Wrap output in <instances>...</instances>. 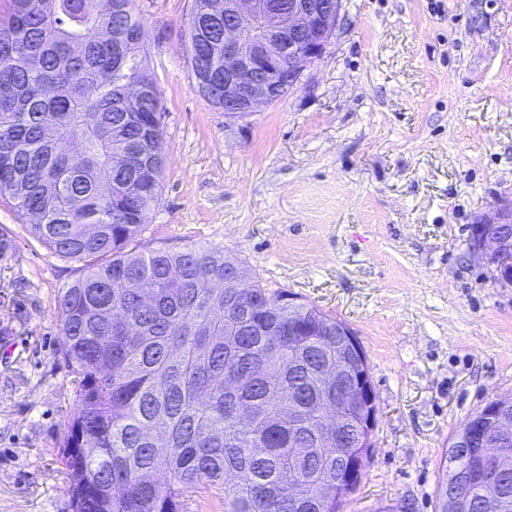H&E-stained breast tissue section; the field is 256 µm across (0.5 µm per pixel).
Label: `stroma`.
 <instances>
[{
    "label": "stroma",
    "mask_w": 512,
    "mask_h": 512,
    "mask_svg": "<svg viewBox=\"0 0 512 512\" xmlns=\"http://www.w3.org/2000/svg\"><path fill=\"white\" fill-rule=\"evenodd\" d=\"M165 109L139 242L211 245L348 323L376 392L374 448L343 512H437L460 426L512 396V287L472 250L512 204V0H344L323 59L229 118L194 89L191 0H130ZM0 512H73L75 406L57 299L81 265L0 198Z\"/></svg>",
    "instance_id": "35a3bbf8"
}]
</instances>
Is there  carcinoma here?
<instances>
[{
    "label": "carcinoma",
    "instance_id": "cac0c4a2",
    "mask_svg": "<svg viewBox=\"0 0 512 512\" xmlns=\"http://www.w3.org/2000/svg\"><path fill=\"white\" fill-rule=\"evenodd\" d=\"M100 0H0V197L53 253L82 264L63 289V354L76 412L61 443L74 512H183L224 484V512H336L288 505L355 454L320 443L292 469L284 390H316L336 337L288 292L249 276L227 290L224 251H139L164 167L160 94L128 8ZM224 23L196 35L224 71Z\"/></svg>",
    "mask_w": 512,
    "mask_h": 512
}]
</instances>
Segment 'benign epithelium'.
Masks as SVG:
<instances>
[{
	"instance_id": "benign-epithelium-1",
	"label": "benign epithelium",
	"mask_w": 512,
	"mask_h": 512,
	"mask_svg": "<svg viewBox=\"0 0 512 512\" xmlns=\"http://www.w3.org/2000/svg\"><path fill=\"white\" fill-rule=\"evenodd\" d=\"M343 0H193L192 17L200 21L224 15V105L229 117L243 116L271 105L296 89L307 69L324 56L339 25ZM195 87L203 98L216 93L219 80L201 77V57L189 58ZM474 251L486 260L494 280L512 286V207L500 209L496 217L476 228ZM336 337V401L355 396L362 402L356 420L350 422L336 412L328 429L341 439L348 424L359 432L358 447L372 451L376 424V395L365 352L352 328L342 322L326 331ZM512 436V400L497 398L470 417L454 435L447 465L476 494L482 512H505L508 498L499 489L502 475L512 472V453L503 448ZM366 452L336 478V488H324L323 504L341 498L342 490L360 479Z\"/></svg>"
}]
</instances>
